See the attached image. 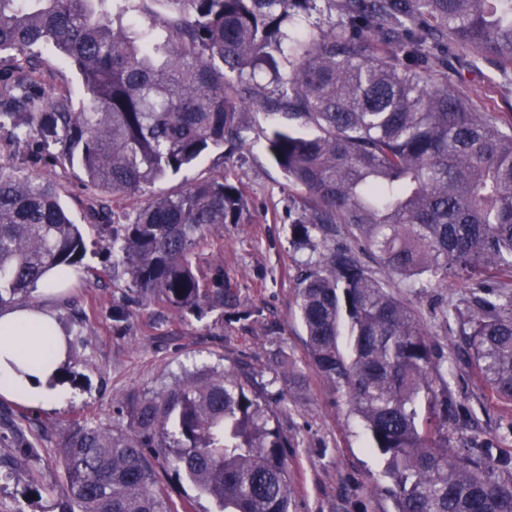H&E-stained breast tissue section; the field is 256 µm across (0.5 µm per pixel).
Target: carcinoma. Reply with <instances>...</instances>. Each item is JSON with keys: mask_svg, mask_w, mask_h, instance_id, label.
Listing matches in <instances>:
<instances>
[{"mask_svg": "<svg viewBox=\"0 0 512 512\" xmlns=\"http://www.w3.org/2000/svg\"><path fill=\"white\" fill-rule=\"evenodd\" d=\"M325 10L337 19L294 33ZM48 45L84 99L34 89ZM451 49L463 66L512 67V0H0L11 59L0 127L18 143L52 140L94 191L145 197L112 238L142 302L221 308L239 322L253 311L205 284L193 255L213 228L248 222L240 182L225 173L174 195L150 188L242 146L255 111L281 118L263 134L301 191L288 205L291 242L318 252L296 278L309 357L370 432L393 512H512V458L448 445V359L387 280L473 281L442 319L512 401V113L448 88L438 68ZM90 211L98 227L112 222L107 201ZM83 251L57 187L0 166V305L31 299ZM290 447L248 376L187 371L130 399L125 422L69 426L60 512H178L160 459L214 512H289Z\"/></svg>", "mask_w": 512, "mask_h": 512, "instance_id": "obj_1", "label": "carcinoma"}]
</instances>
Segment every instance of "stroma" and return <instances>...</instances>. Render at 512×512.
I'll return each instance as SVG.
<instances>
[{"instance_id": "35a3bbf8", "label": "stroma", "mask_w": 512, "mask_h": 512, "mask_svg": "<svg viewBox=\"0 0 512 512\" xmlns=\"http://www.w3.org/2000/svg\"><path fill=\"white\" fill-rule=\"evenodd\" d=\"M448 82L478 105L512 110V76H504L496 65L462 68L449 63ZM276 123V117L257 113L241 151L228 156L210 152L152 187L154 193L170 194L186 181L222 172L243 183L250 223L212 230L196 248L200 275L223 280L253 312L250 320L231 323L219 308L178 316L165 306L139 303L109 238L91 224L82 172L47 154L40 163H31L28 147L0 130V166L20 177L55 182L73 220L81 224L86 244L77 278L57 305L75 353L64 373L66 402L34 410L0 397V459L19 462L16 469L0 471V512H59L67 484L58 448L73 419L94 423L121 418L129 397L173 386L188 369L225 366L242 369L266 398L283 401L280 422L293 443L288 452L295 489L290 512H393L383 491V462L371 450L364 425L309 358L294 280L314 254L291 243L292 192L272 163L263 136ZM467 291L466 283L452 280L442 288H402L398 294L416 312L436 350L454 365L448 398L456 418L448 427L449 437L456 441L478 435L512 454V401L499 397L470 367L458 328L441 319V307L460 304ZM118 303L127 304L130 312L121 324L112 320ZM284 358L304 376L302 387H288L279 368ZM24 441L35 445V459L20 461ZM36 484L41 492H33Z\"/></svg>"}]
</instances>
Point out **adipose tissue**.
<instances>
[{
    "mask_svg": "<svg viewBox=\"0 0 512 512\" xmlns=\"http://www.w3.org/2000/svg\"><path fill=\"white\" fill-rule=\"evenodd\" d=\"M56 278L37 283L32 303L0 307V396L50 408L66 398L59 381L68 360L69 342L53 301Z\"/></svg>",
    "mask_w": 512,
    "mask_h": 512,
    "instance_id": "1",
    "label": "adipose tissue"
}]
</instances>
